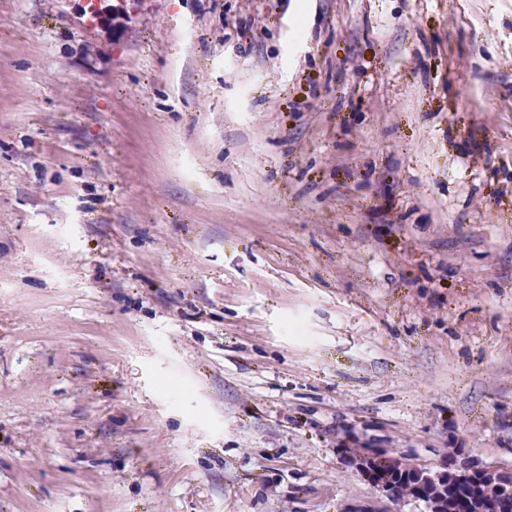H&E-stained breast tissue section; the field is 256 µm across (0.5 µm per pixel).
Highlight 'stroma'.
<instances>
[{"label":"stroma","instance_id":"1","mask_svg":"<svg viewBox=\"0 0 512 512\" xmlns=\"http://www.w3.org/2000/svg\"><path fill=\"white\" fill-rule=\"evenodd\" d=\"M512 468V0H0V512H346ZM355 465L368 478L380 493L377 504L358 505L347 512H398L401 504L410 501H424L429 512L448 511L456 506L457 500L448 496V488L460 484L494 487V496L469 499L467 512H499L505 501L512 499V468L497 465L474 467L460 462L448 467V460L438 467L410 463L390 456L382 448H364L355 457ZM399 484L410 485L414 494L399 499ZM459 488L463 497L473 495L472 485Z\"/></svg>","mask_w":512,"mask_h":512}]
</instances>
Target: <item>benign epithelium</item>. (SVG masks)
<instances>
[{
  "instance_id": "1",
  "label": "benign epithelium",
  "mask_w": 512,
  "mask_h": 512,
  "mask_svg": "<svg viewBox=\"0 0 512 512\" xmlns=\"http://www.w3.org/2000/svg\"><path fill=\"white\" fill-rule=\"evenodd\" d=\"M355 465L377 488L380 500L349 512H400L401 504L417 500L428 512H449L457 500L448 496V489L467 482L487 483L496 490L491 497L468 500L469 512H500L503 503L512 499V468L474 467L466 462L450 466L446 461L435 468L392 457L382 448L363 449Z\"/></svg>"
}]
</instances>
